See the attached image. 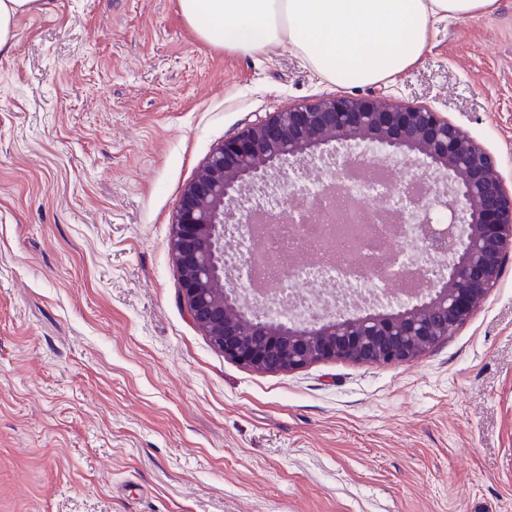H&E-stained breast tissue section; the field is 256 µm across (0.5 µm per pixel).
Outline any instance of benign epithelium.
I'll list each match as a JSON object with an SVG mask.
<instances>
[{"label": "benign epithelium", "instance_id": "7a95c632", "mask_svg": "<svg viewBox=\"0 0 512 512\" xmlns=\"http://www.w3.org/2000/svg\"><path fill=\"white\" fill-rule=\"evenodd\" d=\"M368 150L411 162V177L439 181L432 205L406 214L418 240L442 258L430 285L389 312L325 306L299 318L268 315L236 284L241 263L226 257L224 239L252 223V194L269 171ZM170 249L179 303L215 348L244 366L404 363L453 335L500 281L512 258V190L486 149L432 107L336 94L260 116L224 138L181 192Z\"/></svg>", "mask_w": 512, "mask_h": 512}]
</instances>
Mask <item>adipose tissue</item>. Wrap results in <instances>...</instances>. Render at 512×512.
Here are the masks:
<instances>
[{
    "label": "adipose tissue",
    "mask_w": 512,
    "mask_h": 512,
    "mask_svg": "<svg viewBox=\"0 0 512 512\" xmlns=\"http://www.w3.org/2000/svg\"><path fill=\"white\" fill-rule=\"evenodd\" d=\"M500 0H179L215 46L255 55L285 45L323 78L376 83L417 63L431 27L494 13Z\"/></svg>",
    "instance_id": "obj_1"
}]
</instances>
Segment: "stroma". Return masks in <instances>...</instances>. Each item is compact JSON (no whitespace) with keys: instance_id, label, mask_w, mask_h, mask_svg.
Segmentation results:
<instances>
[{"instance_id":"1","label":"stroma","mask_w":512,"mask_h":512,"mask_svg":"<svg viewBox=\"0 0 512 512\" xmlns=\"http://www.w3.org/2000/svg\"><path fill=\"white\" fill-rule=\"evenodd\" d=\"M433 107L512 186V0L377 84L202 40L179 0H47L0 52V512H512V263L417 360L258 372L178 303L183 187L256 117Z\"/></svg>"}]
</instances>
